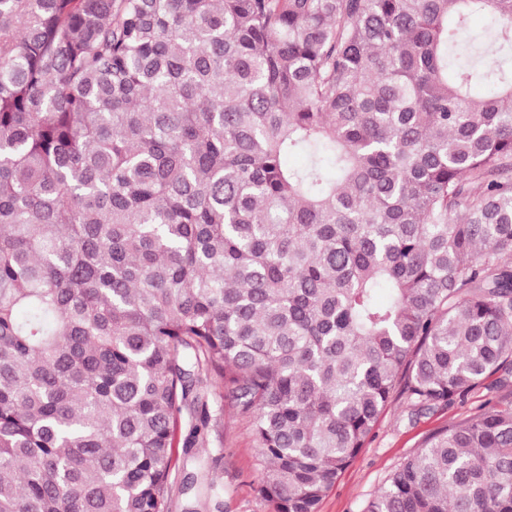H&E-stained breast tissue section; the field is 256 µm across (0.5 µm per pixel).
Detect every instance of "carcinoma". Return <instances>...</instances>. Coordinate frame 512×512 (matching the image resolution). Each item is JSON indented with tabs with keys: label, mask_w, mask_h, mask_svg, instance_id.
<instances>
[{
	"label": "carcinoma",
	"mask_w": 512,
	"mask_h": 512,
	"mask_svg": "<svg viewBox=\"0 0 512 512\" xmlns=\"http://www.w3.org/2000/svg\"><path fill=\"white\" fill-rule=\"evenodd\" d=\"M505 46L512 0H0V512H168L211 384L318 512L512 363ZM365 512H512V403ZM492 23L493 20L489 14L473 16L470 22L472 31L462 36L460 44L456 50L455 57L459 62L467 63L470 61L471 39L475 37L478 33L482 32L485 28L491 26ZM484 384L462 402L412 416L403 399L394 401L382 412L373 435L323 498L318 512H364L378 488L421 447L427 436L467 419L488 399L512 401V366L511 372L500 371Z\"/></svg>",
	"instance_id": "1"
}]
</instances>
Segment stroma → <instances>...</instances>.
Wrapping results in <instances>:
<instances>
[{
    "mask_svg": "<svg viewBox=\"0 0 512 512\" xmlns=\"http://www.w3.org/2000/svg\"><path fill=\"white\" fill-rule=\"evenodd\" d=\"M512 401V371L499 372L454 405L412 414L397 400L381 414L372 436L341 473L319 505V512H364L374 493L433 432L467 419L487 400ZM208 447L219 454L220 482L199 512H271L258 492L262 478L256 443L248 422L236 416L223 391L209 396Z\"/></svg>",
    "mask_w": 512,
    "mask_h": 512,
    "instance_id": "stroma-1",
    "label": "stroma"
}]
</instances>
